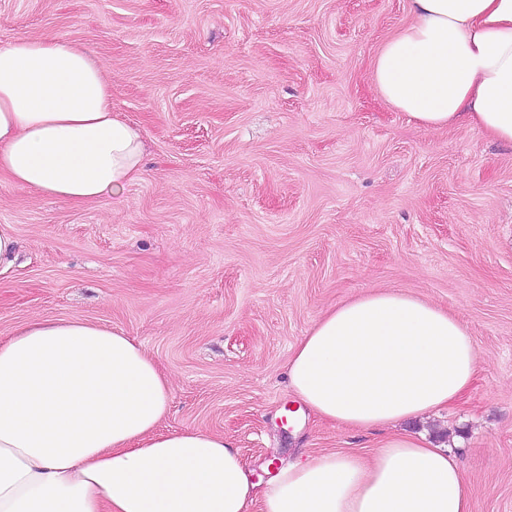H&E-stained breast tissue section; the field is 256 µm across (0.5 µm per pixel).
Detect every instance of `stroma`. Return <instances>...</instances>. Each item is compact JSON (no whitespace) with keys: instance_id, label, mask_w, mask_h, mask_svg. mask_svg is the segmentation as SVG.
<instances>
[{"instance_id":"35a3bbf8","label":"stroma","mask_w":512,"mask_h":512,"mask_svg":"<svg viewBox=\"0 0 512 512\" xmlns=\"http://www.w3.org/2000/svg\"><path fill=\"white\" fill-rule=\"evenodd\" d=\"M409 19V0H0L1 43L89 49L146 145L142 179L97 202L0 183L21 245L0 341L34 318L122 330L172 383L160 432L223 435L259 478L374 452L375 433L286 424L288 359L348 298L422 297L480 369L403 428L458 453L471 512H512V146L384 103L371 61Z\"/></svg>"}]
</instances>
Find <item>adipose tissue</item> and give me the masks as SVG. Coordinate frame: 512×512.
<instances>
[{"label": "adipose tissue", "instance_id": "adipose-tissue-1", "mask_svg": "<svg viewBox=\"0 0 512 512\" xmlns=\"http://www.w3.org/2000/svg\"><path fill=\"white\" fill-rule=\"evenodd\" d=\"M372 82L427 129L512 145V0H409ZM138 130L113 112L90 52L53 36L0 43V177L72 204L138 178ZM467 328L399 290L322 315L288 361L318 418L382 437L371 457L271 458L258 482L223 436L163 434L171 383L123 331L42 319L0 344V512H471L459 459L402 430L466 393Z\"/></svg>", "mask_w": 512, "mask_h": 512}]
</instances>
